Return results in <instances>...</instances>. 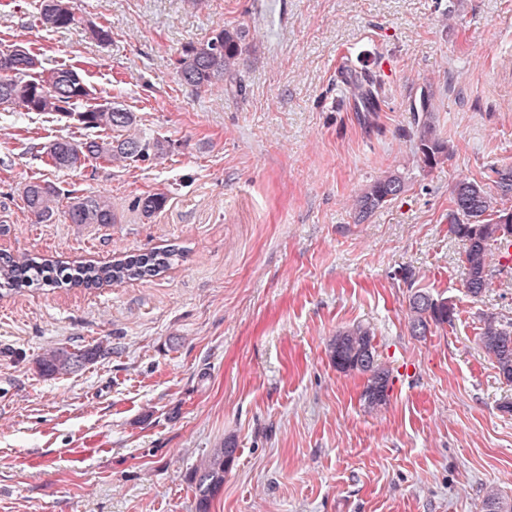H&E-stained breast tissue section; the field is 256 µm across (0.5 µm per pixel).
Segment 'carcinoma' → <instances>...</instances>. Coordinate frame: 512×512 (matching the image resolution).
Instances as JSON below:
<instances>
[{"label":"carcinoma","instance_id":"cac0c4a2","mask_svg":"<svg viewBox=\"0 0 512 512\" xmlns=\"http://www.w3.org/2000/svg\"><path fill=\"white\" fill-rule=\"evenodd\" d=\"M40 19L50 29L67 28L76 22V9L55 13L41 0ZM252 52L246 30L226 26L212 31L202 42L184 45L176 58L179 78L197 92L221 88L242 91L238 82L241 61ZM87 82L73 68L40 69L19 65L12 51L0 53V106H17L26 112L38 114L80 116L87 129L97 131L81 140L58 138L50 143L49 165L59 170L76 169L90 159L113 163L137 161L147 157L153 149L162 154L165 141L149 143L130 133L136 122L134 113L110 102L90 105ZM417 133V148L423 162L432 168L453 153V147L437 135L435 110L428 94H421L411 106ZM496 187L500 196L512 193V168L495 170ZM403 190L398 175H385L368 184L357 199L359 213L366 216ZM63 191L52 182L32 181L25 185L23 197L28 210L40 223L54 220ZM162 193L137 198L140 211L149 216L165 204ZM452 209L448 212L450 232L464 242L461 264L464 286L473 298L483 296L488 287V257L492 246L512 242L497 223L496 217L505 212L498 198L475 182L462 180L454 191ZM67 219L71 224H114L110 198L103 194L75 196L67 205ZM184 250L169 246L140 253H120L108 263L63 265L50 259L0 256V290L18 291L22 288H101L128 280H139L164 273L179 264ZM408 324L414 336H426L431 327L442 326L451 318L448 302L435 299L429 293L417 290L409 296ZM481 343L491 357L495 368L508 383H512V323L506 325L493 313L482 318ZM331 361L343 374H363L366 384L360 400L366 412L372 413L386 405L391 384V370L379 362L376 355L374 331L365 325L354 324L336 333L328 344ZM108 354V349L94 345L80 350L65 346L46 349L37 359L38 371L45 377H54L74 367L85 366ZM237 448L231 440L212 449L202 460L195 486L197 512H208L210 501L223 489L224 474L235 459ZM484 512H512V502L493 487L486 489Z\"/></svg>","mask_w":512,"mask_h":512}]
</instances>
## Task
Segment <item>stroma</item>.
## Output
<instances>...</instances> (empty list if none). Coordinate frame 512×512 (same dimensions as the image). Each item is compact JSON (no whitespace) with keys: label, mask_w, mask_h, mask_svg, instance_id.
<instances>
[{"label":"stroma","mask_w":512,"mask_h":512,"mask_svg":"<svg viewBox=\"0 0 512 512\" xmlns=\"http://www.w3.org/2000/svg\"><path fill=\"white\" fill-rule=\"evenodd\" d=\"M39 4L0 0V52L81 68L168 148L59 171L44 148L86 137L80 122L0 109V254L186 255L155 277L0 297V512H196V467L228 437L209 512H484L489 486L511 499L512 384L479 336L483 314L512 322V262L494 248L470 297L448 210L459 181L492 191L512 166V0H76L81 25L59 30ZM226 25L253 45L245 89L195 93L174 61ZM367 75L371 100L355 89ZM424 92L454 149L432 168L410 112ZM390 172L403 191L359 218L362 189ZM36 179L108 195L116 223H36L22 199ZM156 192L165 207L143 216L136 197ZM415 289L453 310L423 339ZM357 323L392 371L375 414L365 376L328 353ZM96 344L109 355L82 369L36 368L46 348Z\"/></svg>","instance_id":"obj_1"}]
</instances>
